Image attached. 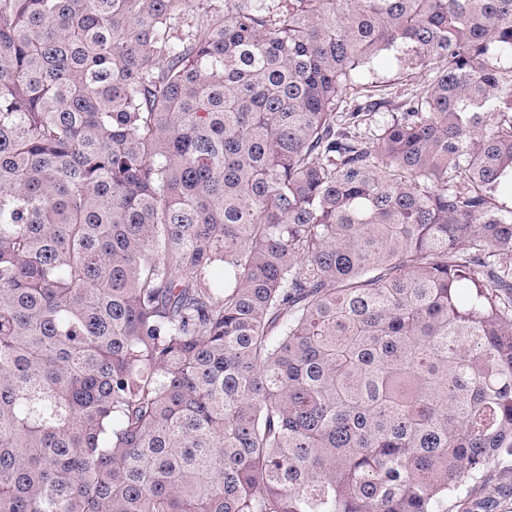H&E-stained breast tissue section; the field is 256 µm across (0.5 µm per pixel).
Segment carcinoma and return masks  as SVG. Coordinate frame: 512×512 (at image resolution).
Returning <instances> with one entry per match:
<instances>
[{
	"label": "carcinoma",
	"mask_w": 512,
	"mask_h": 512,
	"mask_svg": "<svg viewBox=\"0 0 512 512\" xmlns=\"http://www.w3.org/2000/svg\"><path fill=\"white\" fill-rule=\"evenodd\" d=\"M387 55L421 73L397 102ZM504 58L512 0H0V512L483 485L512 454Z\"/></svg>",
	"instance_id": "obj_1"
}]
</instances>
